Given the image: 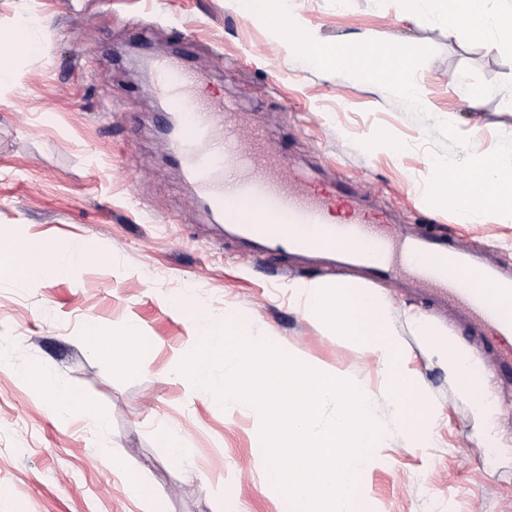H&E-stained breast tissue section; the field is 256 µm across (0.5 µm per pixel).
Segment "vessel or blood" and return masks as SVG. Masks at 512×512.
<instances>
[{
    "label": "vessel or blood",
    "mask_w": 512,
    "mask_h": 512,
    "mask_svg": "<svg viewBox=\"0 0 512 512\" xmlns=\"http://www.w3.org/2000/svg\"><path fill=\"white\" fill-rule=\"evenodd\" d=\"M194 84V77L174 61L157 60L153 89L183 118L174 152L186 178L213 212L222 214L226 223L271 242L277 239L275 218L287 216L289 223L322 230L326 239L353 247V260L378 278L392 266L405 268L418 285L444 290L450 302L490 328L501 360L512 364V322L502 321L487 296L457 275L463 259L449 240L412 238L392 243L352 207L343 220L328 223V200L313 196L301 180L284 183L272 176L256 154L244 147L234 107L205 105L196 96Z\"/></svg>",
    "instance_id": "b4317fda"
}]
</instances>
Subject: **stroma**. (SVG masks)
<instances>
[{
    "label": "stroma",
    "mask_w": 512,
    "mask_h": 512,
    "mask_svg": "<svg viewBox=\"0 0 512 512\" xmlns=\"http://www.w3.org/2000/svg\"><path fill=\"white\" fill-rule=\"evenodd\" d=\"M22 16L36 21L41 50L17 56L16 82L0 87V242L77 244L87 257L70 277L0 283V512H224L228 497L238 512H280L251 455L259 423L224 417L181 376L196 329L170 302L187 292L195 307L249 314L295 360L375 388L380 378L356 346L297 313L288 293L298 280L371 278L284 247L257 252L227 232L155 126L166 99L145 62L177 59L202 100L240 103L242 129L262 130L267 157L287 155L303 179L388 210L380 234L447 237L505 269L512 222L469 223L419 188L432 157L454 158L465 145L490 154L512 136V52L423 23L408 0H309L305 22L323 37L367 33L410 53L431 104L419 112L388 84L301 65L232 0H0V27ZM472 92L481 95L474 112L464 105ZM380 286L438 426L428 448L390 439L385 463L365 479L370 512H512V375L494 367L482 327L452 313L446 296L399 271ZM419 313L470 347L496 405L492 437L476 431L468 403L427 356L409 322ZM92 321L101 332L94 348L84 341ZM133 325L155 341L142 369L128 368L121 352ZM33 363L80 395L67 424L23 379ZM93 412L103 431L91 426ZM160 421L178 430L192 463L170 459L154 435ZM134 472L154 498L136 491Z\"/></svg>",
    "instance_id": "stroma-1"
}]
</instances>
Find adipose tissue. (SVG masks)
Masks as SVG:
<instances>
[{
	"instance_id": "obj_1",
	"label": "adipose tissue",
	"mask_w": 512,
	"mask_h": 512,
	"mask_svg": "<svg viewBox=\"0 0 512 512\" xmlns=\"http://www.w3.org/2000/svg\"><path fill=\"white\" fill-rule=\"evenodd\" d=\"M421 18L451 30L476 36L490 49L512 50V0H411ZM238 10L273 23V34L286 42L306 67L328 72L348 68L371 81L389 84L406 106L425 112L429 105L413 78L411 57L402 49L379 48L363 37L356 41H332L320 37L304 25L305 0H235ZM41 48L37 28L30 20L0 28V84L16 78L14 60L21 53ZM432 175L426 187L428 197L454 204L466 213L470 223L493 219L512 222V138L502 139L489 155L462 151L456 159L433 158ZM86 259L81 246L60 251L40 244L23 252L0 247V281L40 282L58 276L74 275ZM417 336L425 341L433 357L448 371V381L459 397L467 400L475 426L482 431L492 427L486 393L473 380L470 351L453 335L443 334L425 316L412 317ZM26 378L36 393L55 411L60 420L79 409L75 391L57 374L30 368Z\"/></svg>"
}]
</instances>
